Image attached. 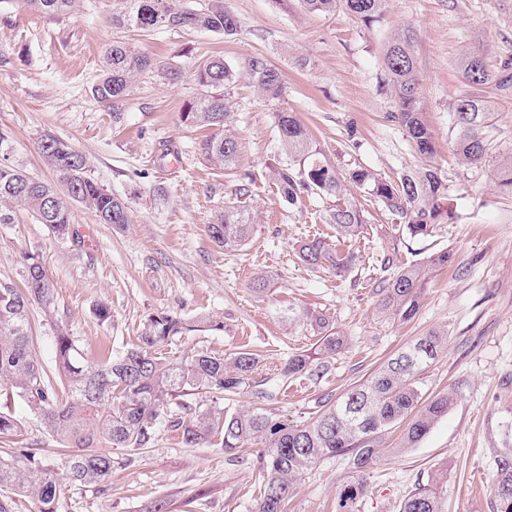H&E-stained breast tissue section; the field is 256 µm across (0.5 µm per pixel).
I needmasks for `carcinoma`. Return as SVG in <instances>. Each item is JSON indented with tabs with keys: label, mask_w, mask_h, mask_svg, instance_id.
Here are the masks:
<instances>
[{
	"label": "carcinoma",
	"mask_w": 512,
	"mask_h": 512,
	"mask_svg": "<svg viewBox=\"0 0 512 512\" xmlns=\"http://www.w3.org/2000/svg\"><path fill=\"white\" fill-rule=\"evenodd\" d=\"M18 1L33 12L58 18L72 15L80 6V0H0V10ZM193 2L195 5L189 6L184 0H112V25L137 31L195 29L223 36L237 34L240 22L224 9V0ZM302 2L312 13L329 14L343 8L372 21L381 16L386 0ZM383 64L395 109L392 118L421 159L418 168L394 184L365 167L338 169L293 113H276L280 143L288 154V161L272 168L281 197L291 204L303 193L336 198L338 204L330 212V221L345 239L358 236L363 225L358 208L341 201L348 186L364 188L382 200L405 220L404 228L414 238L431 232L447 198L448 186L432 163L434 134L423 113L412 38L395 37L386 47ZM153 66L148 55L116 42L104 55L103 74L92 87V95L116 107L134 79ZM243 70L265 98L277 100L283 95L282 75L265 57H249ZM237 72V67L220 57L197 66L190 74L196 96L181 113L183 121L215 130L199 143V151L227 176L237 172L242 158L241 144L229 130L234 114L230 88ZM462 75L464 86L451 103L453 148L464 162L476 165L487 154L483 130L494 115L483 91L499 86L500 80L495 68L478 52L463 61ZM40 153L57 179H70L69 199L49 206L46 193L52 191L50 186L0 163V224L13 223L16 212L24 211L37 223L48 225L57 237L67 239L76 235L71 224V199L91 210L102 224L122 227L129 223L125 201L89 176L85 155L53 136L42 139ZM494 176L500 192L512 195V155L497 164ZM249 193L248 185L239 184L237 204L224 207L207 225L212 240L226 250H238L249 240L253 226L245 202ZM298 253L312 269L327 266L341 271L356 259L321 238L302 242ZM453 265L462 269L456 254L446 250L400 268L377 283L380 307L402 321L413 319L420 310L429 272ZM21 280L20 287L0 280V382L6 384L0 393V439L23 432V422L11 410V398L17 397L69 453L61 475L43 465L30 448L0 456V512H15L21 498L34 499L38 512H58L64 485H102L112 478V453L103 446L144 448L162 423L177 432L185 445L214 441L232 458L243 448H260L257 458L265 482L256 512H283L294 481L328 457L346 456L353 475L339 491L336 512H359L369 490V471L383 453L385 432L403 428L399 444L388 449L399 454L415 447L453 404L450 392L426 397L422 389L423 372L447 347V337L441 331H431L408 343L341 396L322 395L314 416L299 424H290L261 406L197 410L180 401L195 391L221 400L245 387L261 386L254 378L261 358L254 352L240 351L229 359L203 351L180 357L161 355V348L183 336L224 331V322L206 316L154 315L143 323L136 346L98 365L86 363L75 337L59 326L53 336L55 374L51 375L36 357L30 307L36 304L46 315H52L57 306L56 288L34 254L24 256ZM300 318L318 336L316 348L290 356L281 363L279 374L285 379L307 374L319 380L346 348L347 337L323 314L308 311L299 315L291 308L283 312L288 322ZM444 477L442 472L418 486L403 501L401 512H441L438 484ZM492 491L496 512H512L511 459L499 461Z\"/></svg>",
	"instance_id": "carcinoma-1"
}]
</instances>
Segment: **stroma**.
<instances>
[{"label":"stroma","instance_id":"stroma-1","mask_svg":"<svg viewBox=\"0 0 512 512\" xmlns=\"http://www.w3.org/2000/svg\"><path fill=\"white\" fill-rule=\"evenodd\" d=\"M224 7L240 21L236 35L122 31L110 22L112 0H82L76 14L60 19L21 7L0 13V132L7 136L0 161L54 182L39 144L55 136L89 158L91 177L121 196L130 215L116 229L70 201L74 239L57 238L23 211L0 224V279L19 280L27 252L43 261L57 290L53 316L30 309L39 360L52 368L59 325L95 363L135 344L150 316L207 314L223 321V331L182 337L164 355L260 354L262 392L243 389L226 407L263 406L295 423L311 417L321 395L342 394L412 340L447 331L448 348L422 381L425 394L450 391L454 403L416 447L377 459L360 512H400L406 496L440 471L447 474L442 512H494L497 464L512 458V196L501 194L493 177L498 158L512 152V89L489 94L495 115L485 130L486 159L477 165L453 151L450 104L463 86L466 53L512 68V0H386L381 18L369 24L342 9L310 14L302 0H224ZM405 28L417 36L425 118L452 214L439 216L430 235L413 238L380 200L351 188L348 198L364 217L360 235L344 243L354 264L340 273L308 268L296 246L315 236L335 242L328 221L335 200L309 194L291 205L280 197L270 168L287 156L275 115L295 113L336 167L370 168L398 181L420 158L391 116L381 75L387 42ZM115 40L151 56L155 67L136 78L114 110L93 97L92 87ZM257 54L280 69L285 92L266 100L239 73L231 129L243 161L228 179L196 151L207 129L181 119L196 93L190 74L213 56L240 64ZM170 65L184 72L183 81L163 78L161 67ZM241 182L250 187L255 222L246 247L227 251L207 226ZM446 249L466 274L435 270L411 321L379 313L373 289L380 280ZM262 272L271 284L260 294L253 281ZM101 302L111 309L106 323L94 315ZM288 305L326 315L349 340L322 380L277 374V365L317 341L307 324L281 321ZM15 412L24 430L0 442V454L35 448L62 471L55 439L23 402ZM112 456L111 481L67 486L59 512H154L160 502L166 512H255L264 486L256 448L231 461L223 448L186 446L163 426L147 447L116 448ZM350 475L347 457L322 461L296 481L284 512H336Z\"/></svg>","mask_w":512,"mask_h":512}]
</instances>
